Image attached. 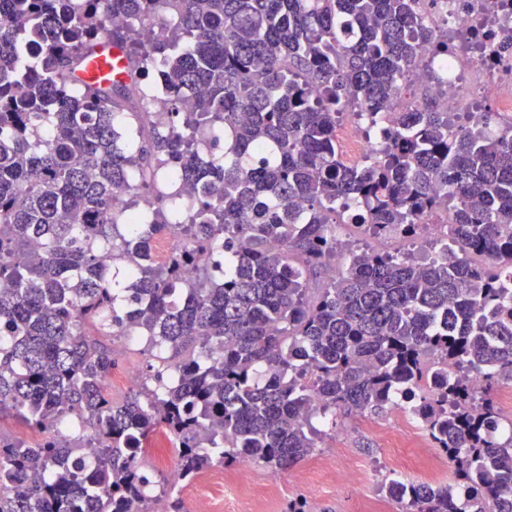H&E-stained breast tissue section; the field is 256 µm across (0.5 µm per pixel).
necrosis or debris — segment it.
Instances as JSON below:
<instances>
[{
	"mask_svg": "<svg viewBox=\"0 0 512 512\" xmlns=\"http://www.w3.org/2000/svg\"><path fill=\"white\" fill-rule=\"evenodd\" d=\"M425 24H448V49L429 52L448 73V92L440 106L463 116L467 125L494 133L478 105L492 101L495 111L512 112V54L504 37H512V0H442L422 15Z\"/></svg>",
	"mask_w": 512,
	"mask_h": 512,
	"instance_id": "obj_1",
	"label": "necrosis or debris"
}]
</instances>
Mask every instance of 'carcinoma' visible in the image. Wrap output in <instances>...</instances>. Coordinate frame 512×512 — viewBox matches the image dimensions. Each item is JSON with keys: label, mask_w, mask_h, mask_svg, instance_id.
Instances as JSON below:
<instances>
[{"label": "carcinoma", "mask_w": 512, "mask_h": 512, "mask_svg": "<svg viewBox=\"0 0 512 512\" xmlns=\"http://www.w3.org/2000/svg\"><path fill=\"white\" fill-rule=\"evenodd\" d=\"M418 0H0V417L41 440L0 437V512H184L175 485L143 463L151 435L173 447L178 482L226 460L279 473L323 444L316 416L380 413L402 400L453 480L392 479L402 512H512V438L495 382L512 380V121L499 135L454 123L432 96L395 110L407 78L433 71ZM125 75L79 82L103 42ZM154 70L130 103L127 80ZM169 115L144 132L142 102ZM364 112L374 160L345 165L336 127ZM126 129L137 149L117 145ZM221 129L204 163L194 132ZM175 181L196 219L167 208ZM140 197L133 230L115 194ZM442 214L446 260L354 252L331 225L379 238ZM179 230L183 260L150 263L151 238ZM279 242L273 249L269 241ZM43 253L21 264L34 243ZM116 263L103 270L97 246ZM224 262L212 279L203 257ZM484 258L481 265L470 255ZM148 339L142 390L106 380L114 343ZM218 351L217 360L210 353ZM485 387L477 396L469 375Z\"/></svg>", "instance_id": "carcinoma-1"}]
</instances>
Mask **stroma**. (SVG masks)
I'll use <instances>...</instances> for the list:
<instances>
[{"mask_svg": "<svg viewBox=\"0 0 512 512\" xmlns=\"http://www.w3.org/2000/svg\"><path fill=\"white\" fill-rule=\"evenodd\" d=\"M405 409L395 406L381 415L357 413L337 414L336 426L330 430L327 440L342 448L343 456L337 457L336 469H346L350 464H359L365 480L358 485L324 482L318 485L297 484L290 473L272 476L271 472L247 463L227 468L214 466V473L241 478L243 484L253 487L278 479L279 493L265 504L267 512H288V503L293 499L306 502L307 512H364L365 507L374 506L376 512H400L399 504L385 498L381 486L390 479L399 478L412 482L439 481L447 483L451 469L447 461L421 467L396 468L392 455L393 447L411 445L430 448L431 443L416 419L404 416Z\"/></svg>", "mask_w": 512, "mask_h": 512, "instance_id": "35a3bbf8", "label": "stroma"}]
</instances>
